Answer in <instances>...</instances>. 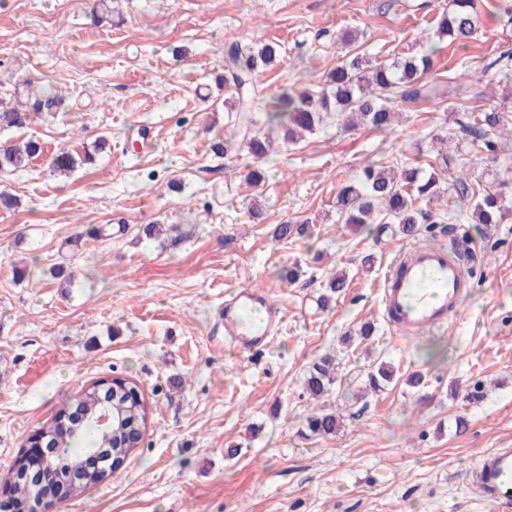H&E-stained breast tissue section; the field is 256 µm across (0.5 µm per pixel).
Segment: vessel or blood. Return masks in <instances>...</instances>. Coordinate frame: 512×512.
I'll use <instances>...</instances> for the list:
<instances>
[{
    "instance_id": "b4317fda",
    "label": "vessel or blood",
    "mask_w": 512,
    "mask_h": 512,
    "mask_svg": "<svg viewBox=\"0 0 512 512\" xmlns=\"http://www.w3.org/2000/svg\"><path fill=\"white\" fill-rule=\"evenodd\" d=\"M469 285L462 260L448 249L420 247L397 262L381 289L389 323L402 332L420 333L447 323ZM224 336L241 350L259 347L285 320L266 292L242 289L221 308ZM473 483L480 498L498 508L512 505V448L483 454Z\"/></svg>"
}]
</instances>
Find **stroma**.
I'll use <instances>...</instances> for the list:
<instances>
[{
  "label": "stroma",
  "instance_id": "obj_1",
  "mask_svg": "<svg viewBox=\"0 0 512 512\" xmlns=\"http://www.w3.org/2000/svg\"><path fill=\"white\" fill-rule=\"evenodd\" d=\"M418 2L112 0L105 16L99 0H0V100L61 101L0 128L2 143L44 149L25 170L0 173V190L19 201L0 210L1 501L39 429L91 382L121 376L141 388L144 441L56 512H494L471 473L483 452L512 446V146L488 156L461 124L493 107L512 117V25L490 15L466 45L437 43L430 76L446 96L397 104L393 130L332 127L275 146L258 184L246 156L210 150L225 131L215 81L225 41L282 46V61L255 78L262 112L283 87L320 83L345 32L372 59L420 50L448 0ZM437 135L469 155L474 184L503 185L500 223L449 218L415 240L338 223L336 194L367 162L427 167ZM61 148L95 151V161L60 178L49 162ZM287 221L306 235L276 240ZM91 224L111 239L85 236ZM147 224L180 225L185 239L170 250L145 237ZM459 240L469 296L446 327L398 334L381 307L386 273L417 245ZM340 271L348 288L323 302ZM237 288L266 291L286 314L248 352L225 343L217 322ZM326 354L337 358V392L318 402L303 380ZM382 361L392 383L351 401ZM415 371L418 388L405 383ZM475 382L483 401L452 397V384ZM321 404L348 411L343 427L302 435Z\"/></svg>",
  "mask_w": 512,
  "mask_h": 512
}]
</instances>
